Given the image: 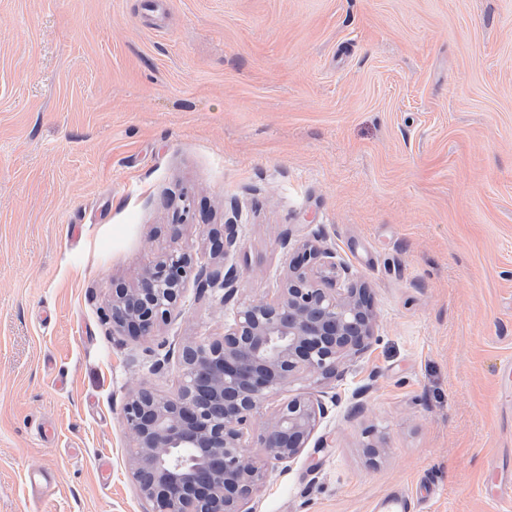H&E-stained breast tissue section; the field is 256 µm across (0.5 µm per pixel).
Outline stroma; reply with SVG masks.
I'll return each mask as SVG.
<instances>
[{
  "label": "stroma",
  "instance_id": "obj_1",
  "mask_svg": "<svg viewBox=\"0 0 512 512\" xmlns=\"http://www.w3.org/2000/svg\"><path fill=\"white\" fill-rule=\"evenodd\" d=\"M173 223L199 265L236 224L239 297L273 298L313 237L371 291L370 349L256 512H374L420 482L422 512H500L512 0H0V512H150L123 405L176 391L182 346L233 316L191 285L155 335H113L112 285ZM26 481L30 497L34 501L41 500L53 491L52 482L48 473L45 471H29Z\"/></svg>",
  "mask_w": 512,
  "mask_h": 512
}]
</instances>
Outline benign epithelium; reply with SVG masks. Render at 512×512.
<instances>
[{"label": "benign epithelium", "mask_w": 512, "mask_h": 512, "mask_svg": "<svg viewBox=\"0 0 512 512\" xmlns=\"http://www.w3.org/2000/svg\"><path fill=\"white\" fill-rule=\"evenodd\" d=\"M212 239L220 265L198 266L172 245L136 287L112 288V330L121 336L154 335L191 283L222 288L233 304L223 335L182 346L174 394L141 387L123 406L135 441L132 477L151 512H255L271 467L295 461L336 404L324 391L302 392L270 410L271 396L297 381L344 379L375 337L369 289L319 239L302 243L271 300L238 297L239 271L225 263L239 247L236 225ZM254 429L263 463L247 455Z\"/></svg>", "instance_id": "benign-epithelium-1"}]
</instances>
